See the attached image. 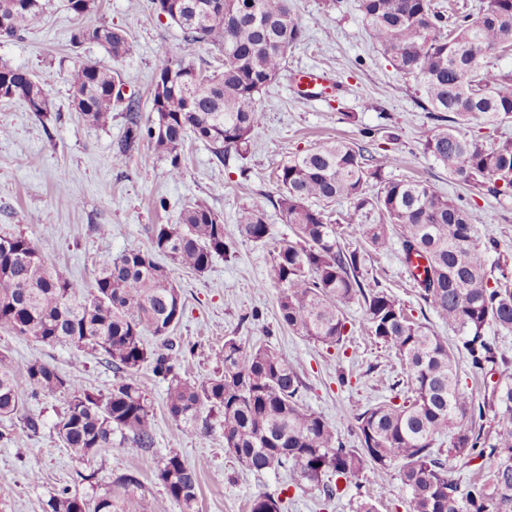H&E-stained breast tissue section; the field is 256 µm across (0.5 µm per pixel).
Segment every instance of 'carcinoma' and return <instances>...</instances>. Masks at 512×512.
Returning <instances> with one entry per match:
<instances>
[{
    "instance_id": "1",
    "label": "carcinoma",
    "mask_w": 512,
    "mask_h": 512,
    "mask_svg": "<svg viewBox=\"0 0 512 512\" xmlns=\"http://www.w3.org/2000/svg\"><path fill=\"white\" fill-rule=\"evenodd\" d=\"M214 2L152 0L185 43L216 47L224 64L210 71L186 56L161 52L152 118L143 122L138 101H128L115 165L124 164L145 137L169 159L174 179L183 173L188 139L205 143L219 162L231 150L250 149L260 121L257 96L286 69L303 30L288 0H223L222 17ZM358 8L373 44L414 83L438 122L423 151L459 184L498 200L512 198V181L505 179L512 173V138L487 147L458 130L475 114L490 122L512 118V73L488 61L512 51V0H479L474 11L456 12L450 21L433 0H359ZM42 18L40 0H0L8 38ZM72 42L97 43L114 59L132 51L124 32L87 20ZM117 82L109 68L81 65L74 74L75 110L89 123L105 125L117 103ZM0 100H20L38 116L48 111L35 76L8 65H0ZM398 162L387 155L375 164L359 145L321 142L288 157L276 172L275 206L295 226V238H274L261 209L240 210L231 230L210 207L189 202L181 224L152 225L150 249L124 250L90 286L53 271L24 235L0 237V327L39 344L98 355L120 375L104 395L40 358L25 365L30 393L67 396L54 429L71 458L85 464L116 446L129 455L151 447L152 401L136 379L146 365L167 383L166 410L174 422L193 432L203 410L216 414L224 447L254 472L286 469L293 483L316 486L330 500L331 477L349 481L373 463L397 469L407 490L406 512H512V379L493 391L498 425L489 442L476 426V407L460 392L457 361L463 356L474 374L499 364L498 348L485 332L491 326L512 330V282L488 268L494 238L478 242L472 210L422 180L387 178L384 169ZM338 200L350 210L333 220L327 207ZM342 224L376 252L397 243L406 264L422 261L413 275L419 298L448 323L454 345L408 315L377 279L363 275V252L341 246ZM237 236L270 247L268 280L279 290V318L288 328L315 343L339 346L346 333L342 306L357 300L367 336L404 362L403 403L384 401L358 414L359 447H347L334 426L302 406L304 383L296 366L270 345L246 350L226 339L218 352L221 372L200 381L180 376L184 354L170 333L184 306L173 271L205 272ZM146 332L160 344L147 347ZM24 403L16 367L0 353V417L19 414ZM447 435L451 446L444 452L436 444ZM475 456L496 459L486 478L464 486L449 478ZM201 467L171 452L156 472L185 512L194 509ZM139 488L134 474H121L93 500L66 491L50 497L47 512H145ZM250 512H281V502L259 494Z\"/></svg>"
}]
</instances>
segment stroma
<instances>
[{
    "instance_id": "35a3bbf8",
    "label": "stroma",
    "mask_w": 512,
    "mask_h": 512,
    "mask_svg": "<svg viewBox=\"0 0 512 512\" xmlns=\"http://www.w3.org/2000/svg\"><path fill=\"white\" fill-rule=\"evenodd\" d=\"M41 2V24L20 37L0 39V65L34 74L48 99L43 116L29 112L21 101H0V235H25L61 275L92 284L97 271L119 252L149 248L152 225L179 224L191 200L204 203L228 224L243 208H261L273 235L289 236V224L272 205L279 193L277 167L290 155L340 139L366 146L378 161L398 155L400 162L387 169L388 177L420 179L440 194L462 196L472 206L476 236L495 237L498 247L490 258L512 278V200L460 186L424 154L422 142L434 122L422 109L415 86L372 44L358 0H289L304 36L288 56L287 71L258 97L261 119L252 148L229 152L220 162L203 143L186 142L183 174L177 179L167 173L168 160L146 140L124 166H116L112 152L125 131V110L115 106L105 126L87 122L74 109L72 76L90 61L108 66L119 73L123 96H134L146 117L161 51L187 56L208 70L221 67V56L212 46L185 44L180 30L155 11L152 0H95L91 21L124 31L133 45L131 55L122 59L94 43L73 44L77 17L64 0ZM307 67L330 75L334 87L329 95L294 97L292 73ZM102 224L108 225V233L99 232ZM270 262L267 246L239 237L205 272L175 271L184 314L171 337L188 350L180 374L191 380L213 375L219 369L217 353L229 338L247 348L274 346L298 365L303 405L335 425L347 446H357L355 417L392 398L399 362L392 350L362 332L364 312L358 302L346 309L347 338L339 347L309 341L282 325L278 290L267 280ZM364 267L409 312L424 314L440 336H448L447 324L423 309L399 250L366 253ZM498 346L505 362L495 371L477 378L466 371L460 375V391L482 406L481 424L487 431L496 425L492 391L502 378L512 377V333L501 334ZM0 352L21 368L35 357L48 361L103 394L118 381L99 356L38 344L3 328ZM137 379L154 403V444L138 455L116 448L87 464L72 460L53 429L66 403L62 394L26 398L22 417L0 419V479L12 487L0 512H46L50 497L65 488L92 499L111 479L128 472L140 481L146 512H183L156 479L162 459L172 451L202 466L195 512H250L252 499L261 493L281 499L282 512H355L350 491L327 505L318 488L291 485L285 469H245L225 449L224 430L215 416L201 414L195 433H188L167 414L165 383L147 367ZM26 415L38 418V432L25 428ZM30 461L39 464L34 479L26 467ZM357 482L374 494L378 512H406L407 492L394 470L370 464Z\"/></svg>"
}]
</instances>
